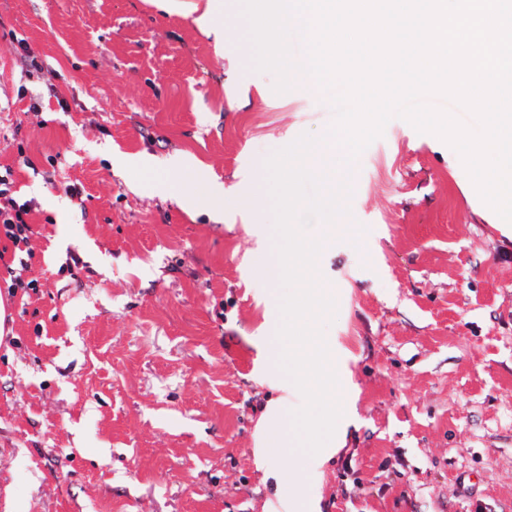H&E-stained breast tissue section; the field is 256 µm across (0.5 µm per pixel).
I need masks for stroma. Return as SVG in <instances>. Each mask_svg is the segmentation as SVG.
I'll return each instance as SVG.
<instances>
[{
    "label": "stroma",
    "instance_id": "35a3bbf8",
    "mask_svg": "<svg viewBox=\"0 0 512 512\" xmlns=\"http://www.w3.org/2000/svg\"><path fill=\"white\" fill-rule=\"evenodd\" d=\"M274 81L150 0H0V169L33 231L0 239V512H512V237L398 118L336 176L363 234L317 261L346 444L257 455L268 402L304 404L264 340L273 215L190 212L175 188L192 154L203 186L251 194L326 131L320 92Z\"/></svg>",
    "mask_w": 512,
    "mask_h": 512
}]
</instances>
